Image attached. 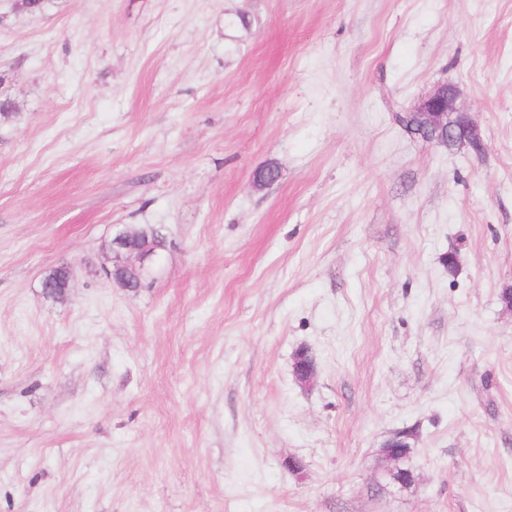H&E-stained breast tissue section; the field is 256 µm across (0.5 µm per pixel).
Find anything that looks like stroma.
Here are the masks:
<instances>
[{"label": "stroma", "mask_w": 512, "mask_h": 512, "mask_svg": "<svg viewBox=\"0 0 512 512\" xmlns=\"http://www.w3.org/2000/svg\"><path fill=\"white\" fill-rule=\"evenodd\" d=\"M16 3L0 512H512V0ZM446 83L481 154L397 120ZM111 257L102 269L112 281L128 291H137L148 273L149 266L158 257V252L147 242L132 243V234L117 233L110 243Z\"/></svg>", "instance_id": "obj_1"}]
</instances>
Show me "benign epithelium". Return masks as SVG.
<instances>
[{"label":"benign epithelium","mask_w":512,"mask_h":512,"mask_svg":"<svg viewBox=\"0 0 512 512\" xmlns=\"http://www.w3.org/2000/svg\"><path fill=\"white\" fill-rule=\"evenodd\" d=\"M417 124L409 129L416 136L433 133L439 143L458 147H472L483 144L478 128L466 112L457 107V92L448 85L436 88L413 110ZM111 257L103 266L105 274L119 287L135 292L148 273L149 266L158 257V252L147 242L132 243V234L117 233L110 243ZM294 375L304 386L313 383L316 376L315 363L294 361ZM408 435L398 430L386 444L383 462L389 464L398 460V454L405 447Z\"/></svg>","instance_id":"1"}]
</instances>
